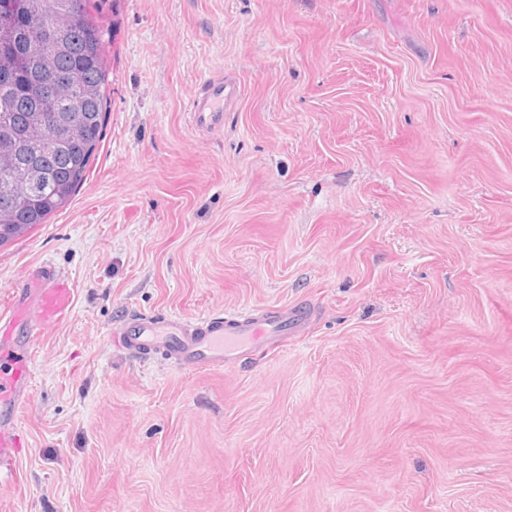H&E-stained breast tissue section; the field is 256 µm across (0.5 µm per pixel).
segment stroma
<instances>
[{"instance_id":"obj_1","label":"stroma","mask_w":512,"mask_h":512,"mask_svg":"<svg viewBox=\"0 0 512 512\" xmlns=\"http://www.w3.org/2000/svg\"><path fill=\"white\" fill-rule=\"evenodd\" d=\"M103 139L0 247L51 272L0 512H512V0H91ZM240 87L216 132L188 94ZM306 301L241 364L134 358V314Z\"/></svg>"}]
</instances>
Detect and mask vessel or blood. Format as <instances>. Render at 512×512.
<instances>
[{
  "label": "vessel or blood",
  "mask_w": 512,
  "mask_h": 512,
  "mask_svg": "<svg viewBox=\"0 0 512 512\" xmlns=\"http://www.w3.org/2000/svg\"><path fill=\"white\" fill-rule=\"evenodd\" d=\"M237 95L236 82L224 75L193 88L189 93L193 124L203 130L222 127L224 110ZM73 303L74 290L68 281L48 273L37 277L30 301L15 298L8 308L0 309V351L21 340L32 343L62 323ZM308 319L298 305L208 316L192 325L176 316L138 317L123 326L118 344L137 358L164 353L188 369L221 367L286 346L289 336L303 329ZM30 363L29 355H21L13 359L7 374H0V489L19 480L14 466L16 421L30 383Z\"/></svg>",
  "instance_id": "vessel-or-blood-1"
}]
</instances>
